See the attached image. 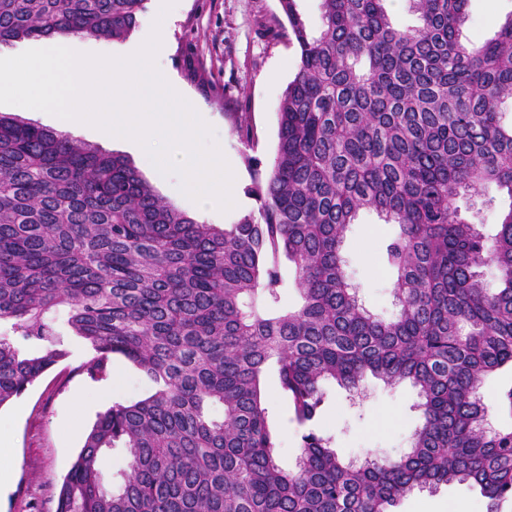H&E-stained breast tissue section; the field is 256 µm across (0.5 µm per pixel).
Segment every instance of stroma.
I'll return each instance as SVG.
<instances>
[{"mask_svg":"<svg viewBox=\"0 0 512 512\" xmlns=\"http://www.w3.org/2000/svg\"><path fill=\"white\" fill-rule=\"evenodd\" d=\"M512 12V0H469L462 27L465 40L482 43L493 37L501 20ZM299 49L281 9L280 0H178L166 52L157 63L186 89L204 121L213 127L220 148L235 175V206L222 213L200 211L183 195L177 180H164L147 169L140 176L155 193L199 222L227 226L255 210L247 158L269 168L277 144V110L296 72ZM250 128L253 139L241 136ZM512 200L495 185L481 196L462 201L463 214L479 224L486 236L499 229V217ZM376 213H360L346 232L343 254L347 272L364 306L373 314L396 313L394 276L383 262L382 247L391 233ZM69 358L35 381L13 402L0 407V445L8 447L14 465L0 485V512H56L63 478L75 462L85 435L112 399L132 402L151 392L148 379L130 362L113 356L106 375L91 377L82 365L91 354L84 343L69 336ZM270 416L278 434L279 459L291 467L300 452L301 430L290 420L288 405L275 380H267ZM111 399V400H112ZM417 392L407 384L388 386L366 378L362 392L331 384L326 388L318 429L330 436L339 455L360 461L368 455L396 456L405 452L419 423ZM466 506L486 512L479 490L466 484L417 490L405 497L396 512H448Z\"/></svg>","mask_w":512,"mask_h":512,"instance_id":"stroma-1","label":"stroma"}]
</instances>
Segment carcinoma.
I'll return each instance as SVG.
<instances>
[{"instance_id":"1","label":"carcinoma","mask_w":512,"mask_h":512,"mask_svg":"<svg viewBox=\"0 0 512 512\" xmlns=\"http://www.w3.org/2000/svg\"><path fill=\"white\" fill-rule=\"evenodd\" d=\"M145 2L0 0V46L122 40ZM320 2L313 32L298 0H280L297 71L271 167L246 158L258 209L228 228L163 202L128 159L0 114V407L69 356L62 309L88 374L120 355L153 386L98 414L56 512H394L453 483L479 489L486 512L512 502V426L492 427L479 394L512 368V205L491 239L456 206L490 183L512 199V124L497 112L512 100V13L473 44L467 0H410L411 29L389 0ZM364 209L396 228L383 250L391 319L345 269ZM283 258L295 307L282 306ZM271 367L302 429L291 470L266 407ZM369 374L414 387L420 424L405 453L357 464L313 422L326 384L351 392ZM113 448L128 456L117 487L98 468Z\"/></svg>"}]
</instances>
